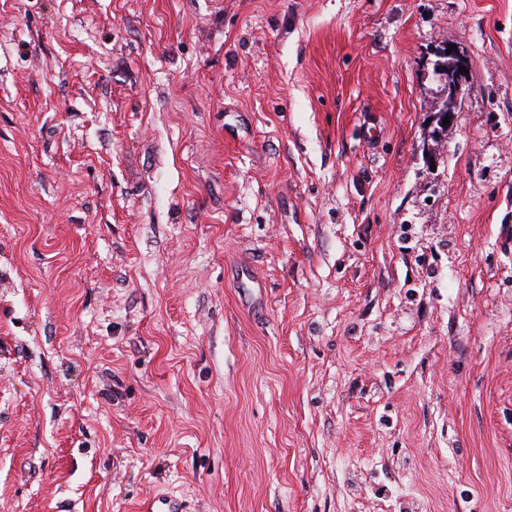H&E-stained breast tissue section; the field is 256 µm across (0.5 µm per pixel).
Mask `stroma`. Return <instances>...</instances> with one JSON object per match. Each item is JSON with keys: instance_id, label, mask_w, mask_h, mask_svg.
Wrapping results in <instances>:
<instances>
[{"instance_id": "stroma-1", "label": "stroma", "mask_w": 512, "mask_h": 512, "mask_svg": "<svg viewBox=\"0 0 512 512\" xmlns=\"http://www.w3.org/2000/svg\"><path fill=\"white\" fill-rule=\"evenodd\" d=\"M154 497L512 512V0H0V512ZM451 49L450 44L445 43L436 47L435 56L437 59L433 63L434 76L442 82L441 93L445 98L448 97V102L457 100L462 97L467 88V80L465 77L467 73H459L460 66L467 68L468 56L463 47L457 45V49L451 50L449 55H446V50ZM448 57V75L444 73L443 59ZM440 68V71H437Z\"/></svg>"}]
</instances>
